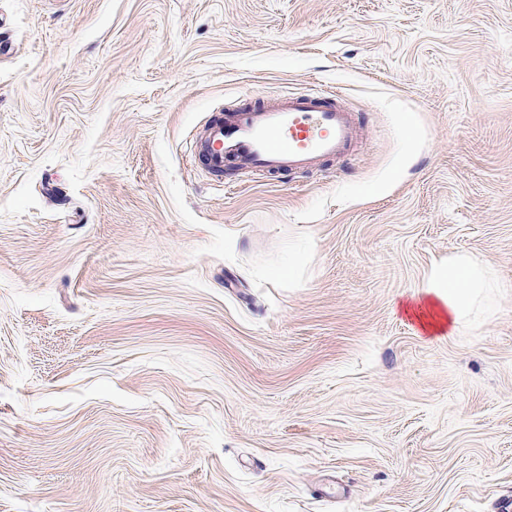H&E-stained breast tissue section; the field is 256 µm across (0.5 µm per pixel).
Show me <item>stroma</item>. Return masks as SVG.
<instances>
[{
    "instance_id": "obj_1",
    "label": "stroma",
    "mask_w": 512,
    "mask_h": 512,
    "mask_svg": "<svg viewBox=\"0 0 512 512\" xmlns=\"http://www.w3.org/2000/svg\"><path fill=\"white\" fill-rule=\"evenodd\" d=\"M2 41L0 512H502L512 0H0ZM323 86L351 159L192 165ZM457 253L493 311L422 332Z\"/></svg>"
}]
</instances>
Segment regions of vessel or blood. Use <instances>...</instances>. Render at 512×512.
Returning a JSON list of instances; mask_svg holds the SVG:
<instances>
[{"mask_svg":"<svg viewBox=\"0 0 512 512\" xmlns=\"http://www.w3.org/2000/svg\"><path fill=\"white\" fill-rule=\"evenodd\" d=\"M359 138L353 112L334 91L286 92L253 108L211 113L191 156L218 178L228 162L246 172H291L345 157Z\"/></svg>","mask_w":512,"mask_h":512,"instance_id":"b4317fda","label":"vessel or blood"}]
</instances>
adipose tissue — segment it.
Returning a JSON list of instances; mask_svg holds the SVG:
<instances>
[{"label": "adipose tissue", "instance_id": "ef3b65f1", "mask_svg": "<svg viewBox=\"0 0 512 512\" xmlns=\"http://www.w3.org/2000/svg\"><path fill=\"white\" fill-rule=\"evenodd\" d=\"M500 283L492 267L467 255L435 264L422 289L410 299L421 329L440 332L469 324L477 312H491V298Z\"/></svg>", "mask_w": 512, "mask_h": 512}]
</instances>
